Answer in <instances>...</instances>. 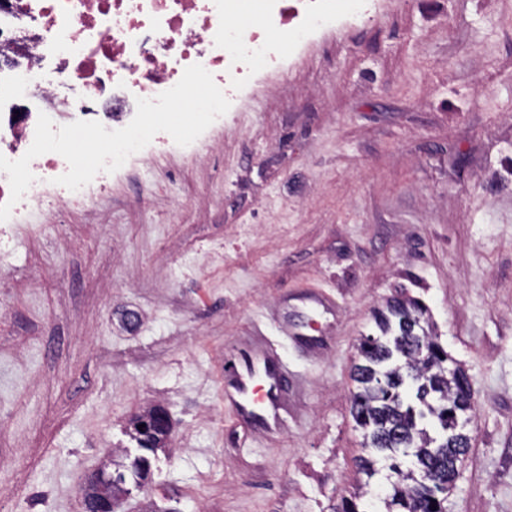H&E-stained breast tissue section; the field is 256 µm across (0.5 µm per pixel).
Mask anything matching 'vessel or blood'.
<instances>
[{"instance_id": "vessel-or-blood-1", "label": "vessel or blood", "mask_w": 512, "mask_h": 512, "mask_svg": "<svg viewBox=\"0 0 512 512\" xmlns=\"http://www.w3.org/2000/svg\"><path fill=\"white\" fill-rule=\"evenodd\" d=\"M224 398L241 424L266 436L288 425V377L269 343L231 348L224 353Z\"/></svg>"}]
</instances>
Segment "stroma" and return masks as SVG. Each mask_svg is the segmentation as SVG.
I'll return each instance as SVG.
<instances>
[{
  "mask_svg": "<svg viewBox=\"0 0 512 512\" xmlns=\"http://www.w3.org/2000/svg\"><path fill=\"white\" fill-rule=\"evenodd\" d=\"M278 83L214 151L159 154L14 238L0 512H84L148 404L169 447L121 512H333L357 477L356 344L400 291L474 390L448 512H512V0H392ZM255 336L288 368L273 439L224 404V352Z\"/></svg>",
  "mask_w": 512,
  "mask_h": 512,
  "instance_id": "35a3bbf8",
  "label": "stroma"
}]
</instances>
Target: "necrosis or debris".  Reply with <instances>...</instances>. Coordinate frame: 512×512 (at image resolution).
<instances>
[{
	"label": "necrosis or debris",
	"instance_id": "necrosis-or-debris-1",
	"mask_svg": "<svg viewBox=\"0 0 512 512\" xmlns=\"http://www.w3.org/2000/svg\"><path fill=\"white\" fill-rule=\"evenodd\" d=\"M370 0H0V56L16 62L0 73V155L21 158L39 114L90 120L109 107L107 130L127 126L137 98H155L202 65L230 101L231 111L270 88L304 49L330 29L364 18ZM254 13L256 25L240 22ZM157 133L115 173H98L72 191L57 184L69 165L59 154L30 163L35 177L13 204L0 235L18 233L24 214L86 203L157 153L176 150Z\"/></svg>",
	"mask_w": 512,
	"mask_h": 512
}]
</instances>
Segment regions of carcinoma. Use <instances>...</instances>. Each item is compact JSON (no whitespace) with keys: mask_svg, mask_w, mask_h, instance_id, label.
<instances>
[{"mask_svg":"<svg viewBox=\"0 0 512 512\" xmlns=\"http://www.w3.org/2000/svg\"><path fill=\"white\" fill-rule=\"evenodd\" d=\"M424 315L418 303L396 295L375 315L380 335L365 336L358 345L352 410L367 452L359 467L371 478L378 460L388 463L392 481L384 499L386 512H448V495L459 478L454 460L468 448L466 440L461 449L448 444V427L458 418L470 421V377L448 366V352ZM164 413L153 407L129 419V433L143 454L127 465L112 463L110 473L101 469L91 475L83 488L85 509L104 506L107 512H119L129 484L145 483L148 454L165 447L170 435L168 428L158 426ZM428 422L433 436L424 427Z\"/></svg>","mask_w":512,"mask_h":512,"instance_id":"1","label":"carcinoma"}]
</instances>
